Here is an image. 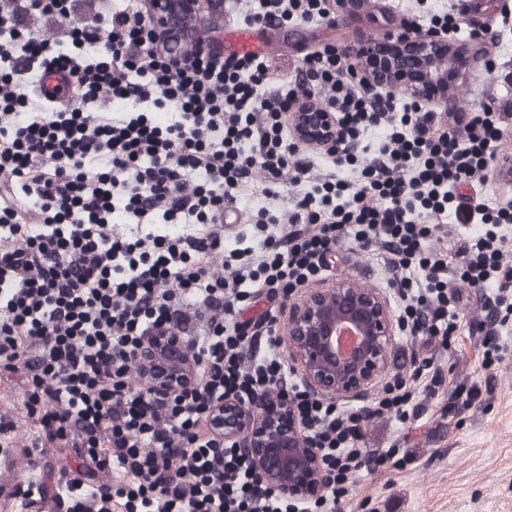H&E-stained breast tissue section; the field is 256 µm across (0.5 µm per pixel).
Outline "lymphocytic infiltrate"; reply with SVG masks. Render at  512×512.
I'll return each instance as SVG.
<instances>
[{
    "label": "lymphocytic infiltrate",
    "instance_id": "f902f5d3",
    "mask_svg": "<svg viewBox=\"0 0 512 512\" xmlns=\"http://www.w3.org/2000/svg\"><path fill=\"white\" fill-rule=\"evenodd\" d=\"M51 17L67 44L22 26L20 14ZM328 0H260L252 24L319 22ZM74 0H0V176L38 220L0 206V366L30 372L26 414L47 438L76 448L87 466L121 470L123 486L60 475L68 512H334L350 474L368 461L358 443L372 415L404 417L414 397L403 378L367 409L337 411L289 384L277 348L281 298L317 276L343 235L383 250L408 335L450 345L448 258L429 250L442 219L483 230L461 252L462 278L496 288L490 310L512 309V265L499 225L512 204L462 200L494 165L502 119L490 106L433 112L357 79L335 49L304 60L299 83L265 95L264 61L209 47L182 59L161 50L149 11L101 0L75 21ZM57 68L71 77L77 107L33 110L31 78ZM322 93L346 137L337 161L352 164L361 132L385 127L359 183L329 175L296 201L289 221L262 208L224 246V210L254 171L275 184L311 165L283 123L300 98ZM121 116L95 112L101 96ZM169 109L170 123L153 112ZM257 145L245 149L244 144ZM270 306L261 333L234 313L252 295ZM189 333L170 366L179 387L158 394L141 358L156 337ZM292 393L328 474L326 497L288 501L266 487L217 420L225 402L252 409L257 394Z\"/></svg>",
    "mask_w": 512,
    "mask_h": 512
}]
</instances>
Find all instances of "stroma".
I'll use <instances>...</instances> for the list:
<instances>
[{"label":"stroma","instance_id":"1","mask_svg":"<svg viewBox=\"0 0 512 512\" xmlns=\"http://www.w3.org/2000/svg\"><path fill=\"white\" fill-rule=\"evenodd\" d=\"M479 2L473 9L464 0H428L423 8L416 0H363L359 7L329 0L330 21L266 26L265 35L276 40L269 65L275 76L295 79L308 54L324 46L352 55L377 43L385 32H400L409 25L423 36L431 29L430 14L452 7L460 28L442 40L471 43L473 58L446 95L430 105L441 112H467L485 104L500 112L512 105V83L503 80L505 72L512 71V34L499 28L501 14L512 11V0ZM495 151V165L482 189L491 206L512 201V117ZM265 187L258 173L236 191L233 208L239 225H246L248 216L263 207L290 213L295 196L309 185L292 183L286 174L274 194H267ZM477 231L474 224H452L447 240H433L434 248L448 250V297L458 323L455 342L446 349L437 340L395 337L383 383L372 389L371 399L383 395L394 375L410 376L421 361H430L432 378L409 407L406 420L388 415L367 422L362 447L373 457L387 454L388 460L352 475L336 512H512V317L496 320L487 308L493 286L474 287L460 277L458 252ZM394 276L373 251L357 250L343 239L326 271L308 285L318 288L348 279L386 293L396 307L400 300L391 285ZM492 338L500 358L487 368L483 353ZM28 376L21 365L0 368V415L15 421L11 443L17 447L41 435L26 416ZM63 471L93 485L124 480L122 473L109 468L87 471L74 449L48 441L35 466L0 469V512H31L29 499L15 491L27 479L46 484L48 497H57L56 480Z\"/></svg>","mask_w":512,"mask_h":512}]
</instances>
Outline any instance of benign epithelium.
I'll list each match as a JSON object with an SVG mask.
<instances>
[{"mask_svg":"<svg viewBox=\"0 0 512 512\" xmlns=\"http://www.w3.org/2000/svg\"><path fill=\"white\" fill-rule=\"evenodd\" d=\"M150 9L167 51L180 57L201 45L198 27L224 14V0H150ZM434 46L451 59L444 73L434 70ZM377 49L376 45L362 53L364 80L425 100L446 92L448 80L467 65L471 52L468 44L447 46L439 39L406 34L394 42L393 57L380 66L373 62ZM288 122L297 142L319 149L335 148L343 136L335 113L308 104L289 113ZM343 329L356 336L346 354L338 342ZM398 332L389 297L351 280L313 288L291 300L285 323L292 370L311 395L326 401H365L384 376L387 350ZM262 407L261 418L254 423L239 405L224 402V439L235 443L274 492L297 501L317 498L327 485L319 451L305 439L285 402L264 400Z\"/></svg>","mask_w":512,"mask_h":512,"instance_id":"1","label":"benign epithelium"}]
</instances>
